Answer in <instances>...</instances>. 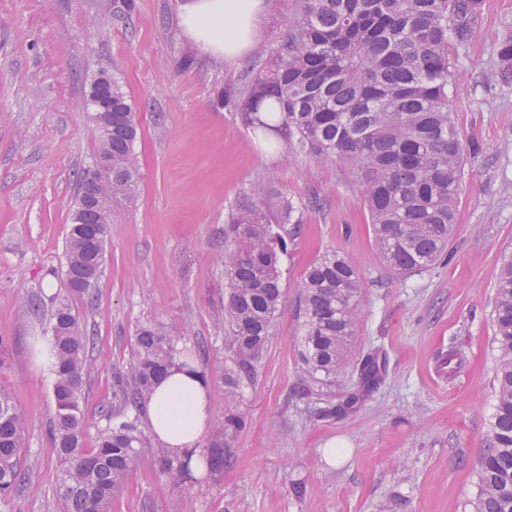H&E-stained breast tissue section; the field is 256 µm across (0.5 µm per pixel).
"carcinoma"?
<instances>
[{"instance_id": "1", "label": "carcinoma", "mask_w": 512, "mask_h": 512, "mask_svg": "<svg viewBox=\"0 0 512 512\" xmlns=\"http://www.w3.org/2000/svg\"><path fill=\"white\" fill-rule=\"evenodd\" d=\"M482 0H294L288 34L265 69L242 93L246 120L271 144L300 149L324 164L341 165L362 191L373 244L397 274L434 266L448 247L464 179L462 136L448 107L453 49L471 38ZM498 79L512 84V31L499 41ZM136 113L112 79V140L99 137L97 154L112 153V198H133L138 175L134 152ZM69 224L65 278L70 297L94 302L92 287L105 259L102 225ZM224 304L230 342L220 380L224 411L205 445L206 466L224 471L228 440L246 427L238 410L241 385L254 380L267 350L273 321L284 302L280 252L272 225L259 205L242 201L224 228ZM362 278L338 252L308 267L301 284L304 356L330 375L348 356L357 336ZM494 342L498 363L490 444L479 462L475 512H512V257L495 281ZM56 359L50 432L59 460L56 512H112V501L137 474L148 441L138 418L153 385L167 370L190 366L185 337L161 322L136 329L124 369L113 376L106 417L134 413L102 430L85 446L80 407L93 363V347L69 297L49 324ZM385 363L370 353L360 361L363 388L374 386ZM26 415L0 389V505L7 506L23 481ZM183 460L160 452V470L173 477L190 471Z\"/></svg>"}]
</instances>
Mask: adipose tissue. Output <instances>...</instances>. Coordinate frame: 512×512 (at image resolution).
I'll return each instance as SVG.
<instances>
[{
  "label": "adipose tissue",
  "mask_w": 512,
  "mask_h": 512,
  "mask_svg": "<svg viewBox=\"0 0 512 512\" xmlns=\"http://www.w3.org/2000/svg\"><path fill=\"white\" fill-rule=\"evenodd\" d=\"M265 0H183L182 33L199 53L236 63L252 47ZM150 427L171 454L197 447L214 416V399L198 372L171 369L146 403Z\"/></svg>",
  "instance_id": "adipose-tissue-1"
}]
</instances>
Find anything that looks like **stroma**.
I'll return each mask as SVG.
<instances>
[{"instance_id":"1","label":"stroma","mask_w":512,"mask_h":512,"mask_svg":"<svg viewBox=\"0 0 512 512\" xmlns=\"http://www.w3.org/2000/svg\"><path fill=\"white\" fill-rule=\"evenodd\" d=\"M178 5L134 0L128 14L123 0H0V388L27 415L25 479L11 512H55L52 377L36 366L33 343L48 337L53 299L66 293L77 176L98 148L87 85L102 65L135 108L140 175L135 202L112 226L94 304L71 301L94 338L81 400L87 447L109 424L100 410L112 404V373L143 321L204 346L195 364L220 397L229 346L215 312L228 215L260 186L267 215L285 197L300 222L278 229L284 305L241 391L248 425L226 448L223 472L196 467L173 478L146 449L112 512H169L174 502L180 512H474L494 408V281L512 254V85L487 77L512 28V0H483L471 40L454 52L448 96L465 176L448 257L403 276L382 265L361 191L343 168L271 149L237 105L286 33L291 0H268L257 41L235 66L194 53ZM332 250L358 268L364 290L354 346L328 376L303 361L297 309L305 270ZM452 349L460 365L439 380L433 368ZM370 350L386 358L382 383L327 416L356 388V360Z\"/></svg>"}]
</instances>
